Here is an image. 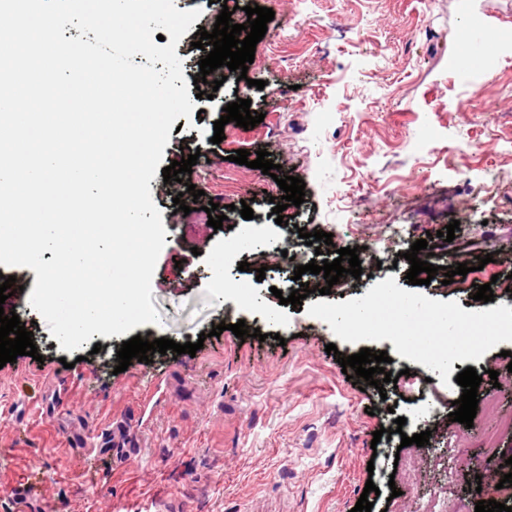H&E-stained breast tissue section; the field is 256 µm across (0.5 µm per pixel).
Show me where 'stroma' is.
Here are the masks:
<instances>
[{
    "instance_id": "obj_1",
    "label": "stroma",
    "mask_w": 512,
    "mask_h": 512,
    "mask_svg": "<svg viewBox=\"0 0 512 512\" xmlns=\"http://www.w3.org/2000/svg\"><path fill=\"white\" fill-rule=\"evenodd\" d=\"M274 11L257 44L246 79L231 71L213 99L198 98L192 82L204 51L200 29H213L217 13L207 0H174L178 10L201 15L176 46L198 117H178L162 166L201 149L183 182L202 190V203H223L225 189L250 202L251 220L228 212L216 230L197 212H177L175 191L162 174L150 181L162 213L165 245L152 280L161 319L134 334L183 344L202 342L195 355L154 354L115 373L123 338L92 335L79 351L65 352L29 304L36 273L4 266L18 292L5 311L30 325L37 357L0 367V512H351L366 482L380 490L371 512H461L477 503L473 456L485 436L500 450V474L512 456V416L503 342L474 363L457 361L453 373L474 366L498 371L497 410L478 406L472 428L448 415L429 420L427 387L443 407L459 399L438 372L395 355L392 341L370 342L372 352L393 353L397 384L358 388L338 356L360 344L337 340L330 326L308 313L311 304L360 298L395 277L406 287V264H393L395 248L383 227L398 225L406 244L458 221L447 251L493 254L477 271L482 281L506 284L512 275V46L495 43L512 32V0H240ZM490 59L497 82L478 81L477 61ZM267 81L266 89L253 80ZM250 100L254 128L224 127L212 144L214 123L228 103ZM466 111H459L460 101ZM264 149L276 176L230 162L236 150ZM304 180L301 206L271 216L281 197L279 179ZM337 229L367 249L368 274L309 294L300 306L280 304L298 289L293 269L242 272L248 250L229 244L250 226L261 244L288 243L304 261L314 247L295 227ZM225 280L224 289L213 286ZM273 309L278 320L265 312ZM260 329L261 338H237L231 324ZM229 328L220 336L211 329ZM338 352L330 355L327 344ZM405 418L402 433L374 441L379 428ZM431 430L424 447L402 446V435ZM415 456V475L395 470L396 456Z\"/></svg>"
}]
</instances>
